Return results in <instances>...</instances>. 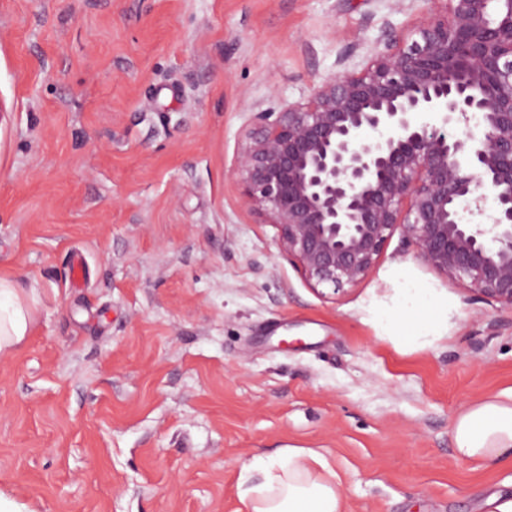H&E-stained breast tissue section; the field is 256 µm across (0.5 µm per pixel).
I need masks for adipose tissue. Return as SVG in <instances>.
Wrapping results in <instances>:
<instances>
[{"label": "adipose tissue", "instance_id": "adipose-tissue-1", "mask_svg": "<svg viewBox=\"0 0 512 512\" xmlns=\"http://www.w3.org/2000/svg\"><path fill=\"white\" fill-rule=\"evenodd\" d=\"M30 304L14 280L0 274V356L29 335ZM460 458L487 464L512 461V396L477 403L453 427ZM344 480L320 451L287 448L274 459L254 457L241 464L242 512H343Z\"/></svg>", "mask_w": 512, "mask_h": 512}]
</instances>
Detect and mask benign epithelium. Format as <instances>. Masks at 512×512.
I'll use <instances>...</instances> for the list:
<instances>
[{"instance_id":"7a95c632","label":"benign epithelium","mask_w":512,"mask_h":512,"mask_svg":"<svg viewBox=\"0 0 512 512\" xmlns=\"http://www.w3.org/2000/svg\"><path fill=\"white\" fill-rule=\"evenodd\" d=\"M435 2L363 69L251 113L242 200L315 288L363 280L399 227L424 265L512 307V0Z\"/></svg>"}]
</instances>
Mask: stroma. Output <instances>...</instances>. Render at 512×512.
<instances>
[{
    "mask_svg": "<svg viewBox=\"0 0 512 512\" xmlns=\"http://www.w3.org/2000/svg\"><path fill=\"white\" fill-rule=\"evenodd\" d=\"M432 0H0V512H240L241 459L315 448L344 512H480L512 462L451 426L512 392V308L394 232L321 295L244 206L251 113L359 70ZM81 257L80 279L71 277ZM424 289L438 318L402 311ZM32 307L9 275L0 273V356L10 353L29 336Z\"/></svg>",
    "mask_w": 512,
    "mask_h": 512,
    "instance_id": "35a3bbf8",
    "label": "stroma"
}]
</instances>
